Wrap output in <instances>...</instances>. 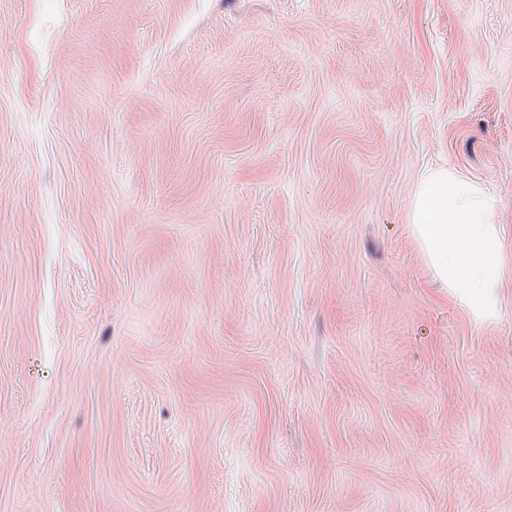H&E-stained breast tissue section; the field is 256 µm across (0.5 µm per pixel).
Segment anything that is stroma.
<instances>
[{
    "label": "stroma",
    "instance_id": "1",
    "mask_svg": "<svg viewBox=\"0 0 512 512\" xmlns=\"http://www.w3.org/2000/svg\"><path fill=\"white\" fill-rule=\"evenodd\" d=\"M512 0H0V512H512ZM496 199L454 169L425 167L408 210V224L434 279L463 301L477 319L497 311L504 270L498 259L510 237L494 224Z\"/></svg>",
    "mask_w": 512,
    "mask_h": 512
}]
</instances>
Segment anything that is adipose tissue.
Here are the masks:
<instances>
[{"label": "adipose tissue", "mask_w": 512, "mask_h": 512, "mask_svg": "<svg viewBox=\"0 0 512 512\" xmlns=\"http://www.w3.org/2000/svg\"><path fill=\"white\" fill-rule=\"evenodd\" d=\"M495 207V198L482 183L453 169L426 167L408 210L434 279L479 319L497 311V290L504 281L500 258L512 239L494 224Z\"/></svg>", "instance_id": "obj_1"}]
</instances>
